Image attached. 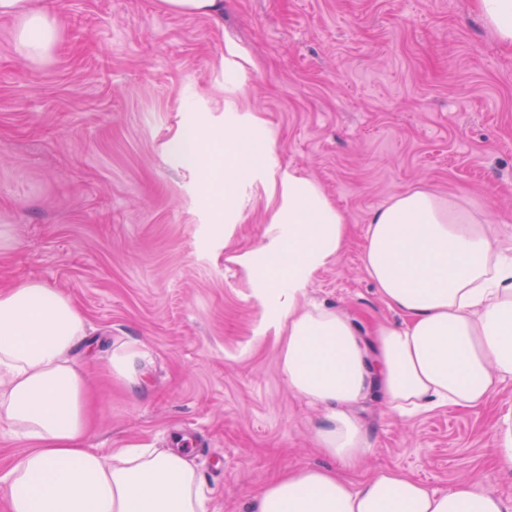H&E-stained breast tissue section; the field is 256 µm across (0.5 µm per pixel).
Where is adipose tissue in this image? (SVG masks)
I'll return each instance as SVG.
<instances>
[{"mask_svg": "<svg viewBox=\"0 0 512 512\" xmlns=\"http://www.w3.org/2000/svg\"><path fill=\"white\" fill-rule=\"evenodd\" d=\"M30 62L47 60L62 35L39 0H0ZM255 134L224 129V212L240 184L263 176L271 218L264 244L246 253L251 285L270 298L281 373L321 407L320 450L334 468L284 471L249 500V512H512V504L468 482L438 491L396 469L353 483L366 454L356 407L379 391L412 417L443 406L482 408L512 380V255L486 219L461 202L403 191L376 211L362 261L380 300L402 323L363 336L345 314L304 303L314 274L346 247L351 226L314 181L255 164ZM87 338L67 294L28 281L0 291V424L30 449L0 472L9 512H209L186 454L168 448L89 447L87 376L73 357Z\"/></svg>", "mask_w": 512, "mask_h": 512, "instance_id": "ef3b65f1", "label": "adipose tissue"}]
</instances>
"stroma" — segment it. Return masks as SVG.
<instances>
[{
    "label": "stroma",
    "mask_w": 512,
    "mask_h": 512,
    "mask_svg": "<svg viewBox=\"0 0 512 512\" xmlns=\"http://www.w3.org/2000/svg\"><path fill=\"white\" fill-rule=\"evenodd\" d=\"M49 5L64 31L42 66L0 19V290L37 280L81 308L90 447L184 440L210 512H243L281 472L334 461L316 446L321 411L280 372L267 302L229 260L266 234L264 186H240L226 228L176 144L223 137L234 116L271 140L268 166L317 182L351 235L306 299L365 332L399 319L361 261L373 213L395 194L466 199L512 248V47L473 0H224L217 18L156 0ZM124 342L147 354L133 389L108 367ZM360 414L370 446L353 482L390 467L512 501L492 448L512 381L477 411L407 418L373 393Z\"/></svg>",
    "instance_id": "obj_1"
}]
</instances>
